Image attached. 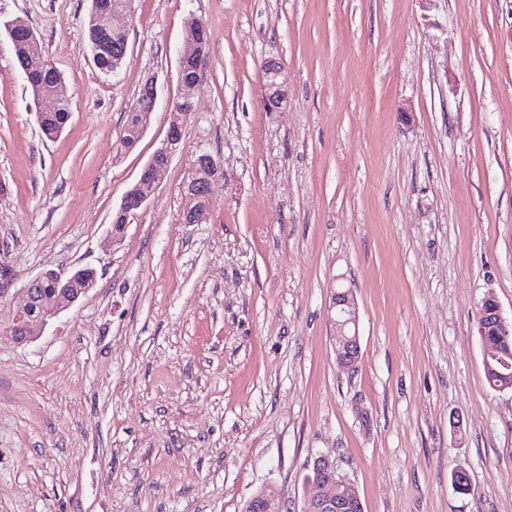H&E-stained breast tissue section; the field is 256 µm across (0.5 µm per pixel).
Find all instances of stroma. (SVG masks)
Listing matches in <instances>:
<instances>
[{
  "label": "stroma",
  "instance_id": "stroma-1",
  "mask_svg": "<svg viewBox=\"0 0 512 512\" xmlns=\"http://www.w3.org/2000/svg\"><path fill=\"white\" fill-rule=\"evenodd\" d=\"M135 8L112 75L86 40L90 0H0L71 112L42 134L0 32V512H242L266 486L301 512L321 454L364 512H512V390L488 385L477 335L487 294L512 318V0ZM195 18L210 49L187 93ZM150 77L149 124L119 151ZM185 94L180 146L113 241ZM202 154L220 177L208 219L185 224ZM81 266L94 288L14 344L26 285ZM339 288L358 306L353 372L333 350ZM266 89L269 92L267 98L270 108H279L285 99L284 86L286 80L282 77V71L275 63L268 64L264 72Z\"/></svg>",
  "mask_w": 512,
  "mask_h": 512
}]
</instances>
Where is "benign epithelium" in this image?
<instances>
[{
    "mask_svg": "<svg viewBox=\"0 0 512 512\" xmlns=\"http://www.w3.org/2000/svg\"><path fill=\"white\" fill-rule=\"evenodd\" d=\"M135 0H118L110 7L102 3H94L95 13L99 21L107 29L116 31L113 20L115 17L125 15L132 17L135 14ZM192 39L187 42L179 53V77L182 86L186 89L194 87L196 80L186 76L188 52L203 36L202 27L192 25ZM5 32L11 45H24L26 51L19 57V68L27 82L34 84L41 82L51 63L45 58L40 49V41L33 29L21 21H12L5 24ZM266 89L269 92L268 106L278 108L285 99V79L282 71L274 63L267 65L264 72ZM192 104L189 95L171 104L169 109V125L166 137L160 148L150 157L140 178L123 196L119 207L113 215V222L120 227L112 228V237L118 239L122 236L125 225L129 224L131 217L141 210L150 200L151 195L138 192L141 184L147 183L151 191H156L158 175L167 168L174 152L182 140L183 128L186 118L191 112ZM183 195L189 200L181 220L185 224H200L207 220L212 202L213 189L208 182H184ZM95 282V272L89 268L74 270L64 276L54 269L44 271L24 288L25 302L14 314L6 335L16 344H25L36 338V328L44 326L61 312L68 310L86 295ZM46 287L54 289L55 299L47 305L41 299L42 290ZM332 305L336 310L334 319L335 343L334 352L337 365L348 371H355L360 359V341L358 334V307L354 295L349 289L339 288L332 297ZM478 332L481 336H499L500 344H508L507 338L512 336V319H506L501 312L496 297L488 294L482 300L479 317ZM308 474L306 481L316 489V494L305 501L303 512H345L356 507L361 502L355 488L347 482L336 470V462L326 455H319L307 464ZM259 505L260 512H282V505L275 493L263 490L254 496Z\"/></svg>",
    "mask_w": 512,
    "mask_h": 512,
    "instance_id": "obj_1",
    "label": "benign epithelium"
}]
</instances>
